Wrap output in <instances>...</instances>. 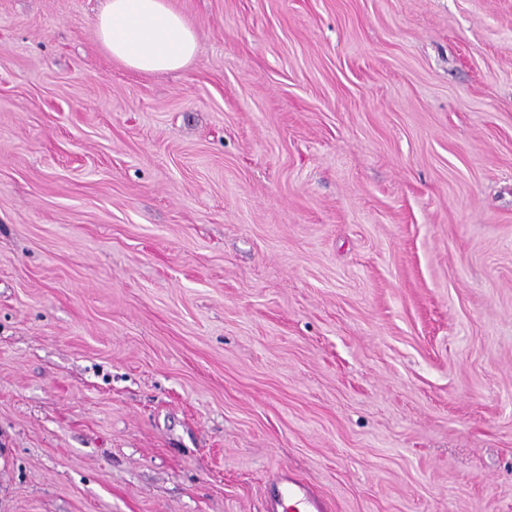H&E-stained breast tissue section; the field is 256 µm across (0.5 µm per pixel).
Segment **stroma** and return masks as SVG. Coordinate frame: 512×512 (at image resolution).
Returning <instances> with one entry per match:
<instances>
[{"label": "stroma", "instance_id": "stroma-1", "mask_svg": "<svg viewBox=\"0 0 512 512\" xmlns=\"http://www.w3.org/2000/svg\"><path fill=\"white\" fill-rule=\"evenodd\" d=\"M0 0V512H512V0ZM93 27L113 57L141 72L178 70L196 52L193 29L167 0H107ZM279 504L282 511L326 512L324 501L309 484L288 478V483L279 491Z\"/></svg>", "mask_w": 512, "mask_h": 512}]
</instances>
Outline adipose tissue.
I'll use <instances>...</instances> for the list:
<instances>
[{
    "mask_svg": "<svg viewBox=\"0 0 512 512\" xmlns=\"http://www.w3.org/2000/svg\"><path fill=\"white\" fill-rule=\"evenodd\" d=\"M93 27L113 57L141 72L180 69L196 52L193 29L167 0H107Z\"/></svg>",
    "mask_w": 512,
    "mask_h": 512,
    "instance_id": "ef3b65f1",
    "label": "adipose tissue"
}]
</instances>
